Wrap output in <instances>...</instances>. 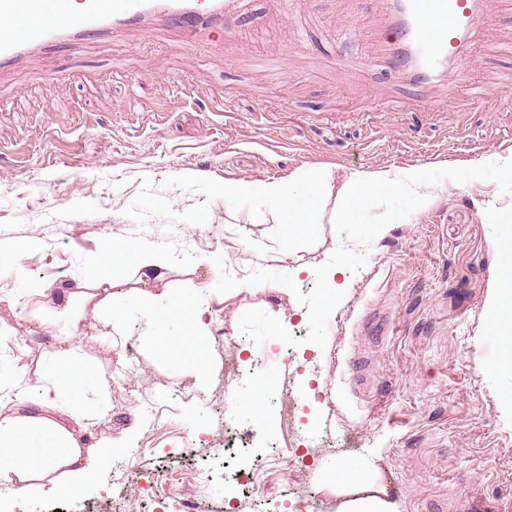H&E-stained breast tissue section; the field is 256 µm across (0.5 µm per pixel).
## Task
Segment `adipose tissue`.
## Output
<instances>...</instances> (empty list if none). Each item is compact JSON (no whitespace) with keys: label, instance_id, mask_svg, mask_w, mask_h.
<instances>
[{"label":"adipose tissue","instance_id":"1","mask_svg":"<svg viewBox=\"0 0 512 512\" xmlns=\"http://www.w3.org/2000/svg\"><path fill=\"white\" fill-rule=\"evenodd\" d=\"M406 195L415 209L431 205L434 190L422 189L415 170L355 171L345 176L337 191L342 204L338 218L357 224L367 236H380L384 225L361 226L359 215L381 198ZM168 262L130 240L113 242L111 249L95 261L87 274L90 291L67 294L55 307L36 305L31 313L35 327L50 329L67 323L58 335V347L48 353L35 383L25 385L21 400L32 404L33 412L23 415L0 413V484L14 488L19 496L33 493L54 497L81 495L93 478L94 463H106L110 449L100 446L82 449L75 430L93 408L105 417L104 402H93L98 392L97 373L79 350L84 308L108 313L118 321L138 311L155 325L152 349L161 357H179L198 380H207L210 366L205 358L208 310L194 293L157 291L165 279ZM488 323L505 346L504 365L512 364V259L497 268L495 286L488 302Z\"/></svg>","mask_w":512,"mask_h":512}]
</instances>
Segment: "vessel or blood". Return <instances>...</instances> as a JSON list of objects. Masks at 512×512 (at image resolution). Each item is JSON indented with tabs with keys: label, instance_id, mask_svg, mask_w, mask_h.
<instances>
[{
	"label": "vessel or blood",
	"instance_id": "obj_1",
	"mask_svg": "<svg viewBox=\"0 0 512 512\" xmlns=\"http://www.w3.org/2000/svg\"><path fill=\"white\" fill-rule=\"evenodd\" d=\"M237 0H0V68L38 46H80L90 36L152 21L204 27L225 18ZM396 39L393 50L413 85H444L463 74L491 0H382Z\"/></svg>",
	"mask_w": 512,
	"mask_h": 512
}]
</instances>
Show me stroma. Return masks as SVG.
Returning <instances> with one entry per match:
<instances>
[{
	"label": "stroma",
	"instance_id": "35a3bbf8",
	"mask_svg": "<svg viewBox=\"0 0 512 512\" xmlns=\"http://www.w3.org/2000/svg\"><path fill=\"white\" fill-rule=\"evenodd\" d=\"M467 71L473 86L449 93L404 83L382 57L387 23L362 0H246L229 28L186 41L134 28L109 40L37 51L0 71V356L38 377L51 336L28 331L30 289L54 305L85 281L75 255L135 231L125 210L142 178L285 180L313 165L334 180L352 171L415 168L438 197L415 211L395 196L363 222L386 231L360 239L333 222L287 254L253 224L199 192L165 190L175 211L208 203L203 225L175 238L198 260L174 268L173 291L193 290L223 342L207 339L212 374L197 384L186 365L154 354L153 324L134 313L85 316L82 352L106 389V417L86 421L83 446L109 444L95 485L78 498L15 494L12 512H108L151 473L153 497L193 498L195 472L262 464L247 512H265L283 490L311 497L307 512H348L359 499L393 512H512V370L487 326L501 248L512 242V181L497 170L463 173L479 159L512 155V0H492ZM441 99L417 111L425 97ZM342 266L345 304L308 318L323 294L325 264ZM305 265L300 276L292 269ZM242 373L233 399L221 389L226 348ZM266 383L264 420L240 400ZM290 425H283V418ZM303 456L304 465L289 461ZM356 461L365 484L339 480Z\"/></svg>",
	"mask_w": 512,
	"mask_h": 512
}]
</instances>
